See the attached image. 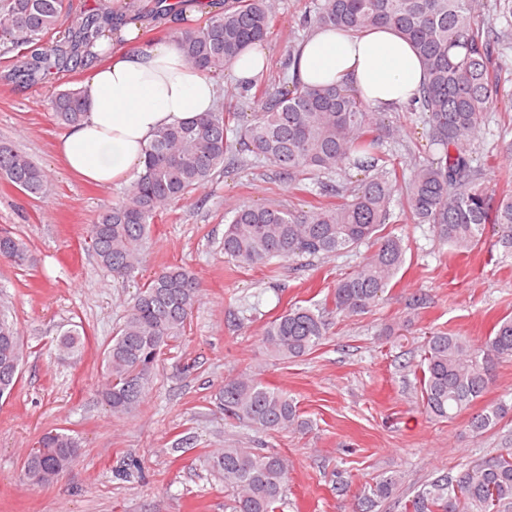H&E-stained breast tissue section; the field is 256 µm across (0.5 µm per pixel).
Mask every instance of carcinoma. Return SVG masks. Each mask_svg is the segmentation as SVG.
I'll return each instance as SVG.
<instances>
[{
  "instance_id": "cac0c4a2",
  "label": "carcinoma",
  "mask_w": 512,
  "mask_h": 512,
  "mask_svg": "<svg viewBox=\"0 0 512 512\" xmlns=\"http://www.w3.org/2000/svg\"><path fill=\"white\" fill-rule=\"evenodd\" d=\"M473 0H313L304 15L308 26L343 27L354 31L387 25L419 53L427 80L411 110L422 114L436 155L410 164L398 183V163L384 142L399 130L384 125L380 113L367 110L349 86L310 87L292 73L295 46L282 62V78L274 84L247 81L240 113L218 108L195 120L159 129L144 154L140 170L121 198L103 207L88 228L96 241L99 263L116 280L135 276L152 224L171 204L206 185L224 164L264 161L298 186L312 181L320 201L306 210L280 204L240 206L224 224V255L241 268L275 258L329 257L370 244L374 250L358 269L336 280L332 311L353 317L371 311L405 263L401 238L383 232L390 223L391 203L401 190L417 224H428L438 241L455 253H471L492 229L495 245L512 254V192L496 195L483 186L484 164L474 163L471 140L484 124L496 94L493 60L511 42L495 27L475 19ZM67 0H0V51L15 54V77L37 84L53 67L78 63L112 12L100 8L73 20L57 38ZM271 0H224L204 25L184 22L172 33L187 61L205 75L224 73V65L247 46L262 42L273 25ZM463 56L449 54L453 47ZM61 127L79 123L86 112L81 88H67L48 101ZM366 173L351 187L342 172ZM0 179L28 196H42L47 175L28 155L0 141ZM0 257L17 266L34 261L28 244L0 233ZM201 300V285L185 266L159 270L129 306L124 321L104 349L107 373L101 395L116 415L135 410L147 396L162 350L180 335ZM262 343L278 360L302 359L329 336L326 309L297 302L265 323ZM21 350L17 328L0 315V398L14 390L18 377L7 372L4 342ZM86 333L73 324L56 338V347L79 354ZM512 360V316L493 325L476 343L458 332L436 329L425 337L420 364L424 413L449 421L474 410L470 431L481 436L495 430L512 402L478 406L494 382V366ZM224 415L262 433L303 432L312 421L303 417L295 399L252 376L224 379L219 393ZM76 437L47 432L32 448L25 474L50 460L47 448H78ZM211 468L224 478L230 512H283L288 458L278 451L253 452L225 448L210 456ZM401 483L394 473L365 483L354 493V512H374L393 498ZM404 512H512V440L498 452L454 475L442 474L421 484L404 503Z\"/></svg>"
}]
</instances>
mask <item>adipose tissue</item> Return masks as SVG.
Wrapping results in <instances>:
<instances>
[{
  "instance_id": "ef3b65f1",
  "label": "adipose tissue",
  "mask_w": 512,
  "mask_h": 512,
  "mask_svg": "<svg viewBox=\"0 0 512 512\" xmlns=\"http://www.w3.org/2000/svg\"><path fill=\"white\" fill-rule=\"evenodd\" d=\"M140 26L103 25L83 85L87 113L67 127L56 151L68 171L100 187L127 182L156 130L213 111L215 82L192 67L174 40L142 44ZM295 72L305 85L345 84L378 108L400 106L425 81L421 59L396 30L314 27L299 45Z\"/></svg>"
}]
</instances>
